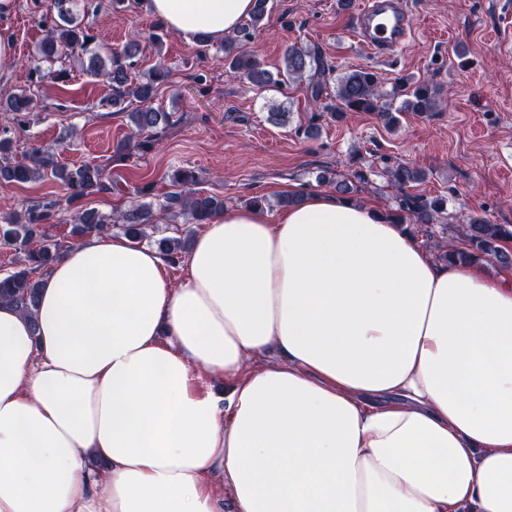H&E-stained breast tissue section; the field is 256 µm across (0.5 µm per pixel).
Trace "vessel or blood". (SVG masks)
<instances>
[{"mask_svg": "<svg viewBox=\"0 0 512 512\" xmlns=\"http://www.w3.org/2000/svg\"><path fill=\"white\" fill-rule=\"evenodd\" d=\"M415 19L401 0H362L354 36L370 53L387 56L411 37Z\"/></svg>", "mask_w": 512, "mask_h": 512, "instance_id": "b4317fda", "label": "vessel or blood"}]
</instances>
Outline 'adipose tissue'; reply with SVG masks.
Here are the masks:
<instances>
[{"label": "adipose tissue", "mask_w": 512, "mask_h": 512, "mask_svg": "<svg viewBox=\"0 0 512 512\" xmlns=\"http://www.w3.org/2000/svg\"><path fill=\"white\" fill-rule=\"evenodd\" d=\"M252 7L148 2L189 41ZM167 267L93 236L0 301V512H512V275L331 191Z\"/></svg>", "instance_id": "adipose-tissue-1"}]
</instances>
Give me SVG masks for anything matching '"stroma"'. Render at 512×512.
Masks as SVG:
<instances>
[{
    "label": "stroma",
    "instance_id": "obj_1",
    "mask_svg": "<svg viewBox=\"0 0 512 512\" xmlns=\"http://www.w3.org/2000/svg\"><path fill=\"white\" fill-rule=\"evenodd\" d=\"M360 2L269 0L264 25L248 48L272 68L281 65L288 46H315L339 75L369 68L388 87L400 78L425 79L441 91L437 111L400 113L393 127L374 114L352 112L340 122L321 119L318 133L310 137L305 129L315 110L303 85L289 81L265 90L253 87L226 72L218 42L204 45L158 31L145 0H125L117 10L110 0H79V17L103 50L139 45L131 81L143 80L157 63L169 68L171 78L150 106L169 113L170 120L151 149L112 162L114 145L130 131L129 120L105 107L111 85L89 75L86 56L76 50L53 63L66 70L65 81L45 83L39 108L26 123L13 126L17 150L57 143L65 164L107 166L120 191L85 202L104 214L136 201L145 185L162 198L170 190L167 172L184 167L198 171L201 190L223 196L225 208L243 206L258 195L274 215L285 187L319 191V168L343 174L354 159L375 170L361 199L388 212L392 193L381 170L383 158L389 157L422 170L425 179L412 184L411 193L447 196L456 218L477 212L490 223L512 224V52L501 48L505 38H512L506 16L512 0H406L416 28L386 59L369 54L350 35ZM48 3L18 0L9 22L17 64L10 76L0 78V94L29 84L43 37L37 18ZM156 32L163 35L157 50L150 45ZM277 111L288 113L285 125L269 121V113ZM63 194L51 180L0 185V215Z\"/></svg>",
    "mask_w": 512,
    "mask_h": 512
}]
</instances>
